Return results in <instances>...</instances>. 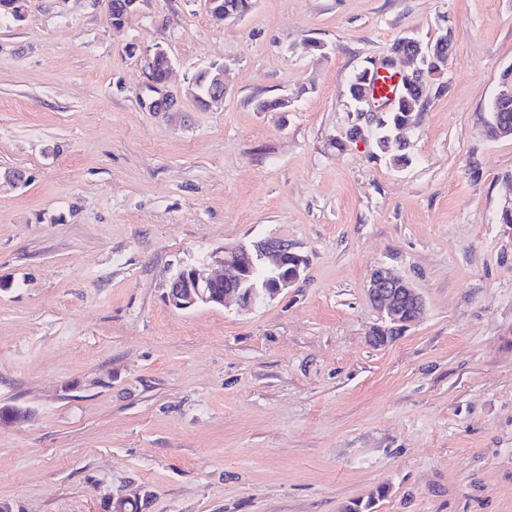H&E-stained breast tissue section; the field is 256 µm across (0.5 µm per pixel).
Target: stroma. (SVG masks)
Returning <instances> with one entry per match:
<instances>
[{
	"label": "stroma",
	"instance_id": "1",
	"mask_svg": "<svg viewBox=\"0 0 512 512\" xmlns=\"http://www.w3.org/2000/svg\"><path fill=\"white\" fill-rule=\"evenodd\" d=\"M445 29L410 162L340 143L352 74ZM157 45L175 87L227 63L223 104L143 111ZM511 78L512 0H255L224 23L145 0L119 28L104 0H27L0 27V501L512 512V138L482 132ZM270 235L307 259L294 287L168 307L178 266ZM382 263L425 312L376 346Z\"/></svg>",
	"mask_w": 512,
	"mask_h": 512
}]
</instances>
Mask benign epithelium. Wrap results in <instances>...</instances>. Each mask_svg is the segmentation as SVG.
Masks as SVG:
<instances>
[{"label": "benign epithelium", "instance_id": "obj_1", "mask_svg": "<svg viewBox=\"0 0 512 512\" xmlns=\"http://www.w3.org/2000/svg\"><path fill=\"white\" fill-rule=\"evenodd\" d=\"M405 50L390 53L373 64L364 81V88L358 96V117L365 120L359 126V138L375 136L377 119L383 112H390L395 104L376 105L368 94L373 73L381 69L395 70L402 74L403 84L400 97H405L411 85L418 81L423 72L422 62L427 54L434 53L435 45L451 42L443 38L427 43L413 32L400 38ZM213 84L211 103L224 100V73L228 65L213 63ZM193 97L192 88L181 94L164 86L159 95L147 99L140 97L141 107L146 112L169 114L181 111L182 96ZM512 98V83L505 82L491 102V125L498 138L512 136V121L500 116V102ZM208 263L219 268L215 275L206 276L190 264L179 268L165 283V300L174 310H190L203 305L226 306L236 303L243 307L256 301L273 300L284 290L299 281L304 272V256L295 243L281 237L268 236L239 242L233 246H224L208 255ZM366 293L371 305L377 311L382 323L398 327L406 332L417 320L424 309L420 293L405 277L385 264L375 267L367 281ZM410 307L407 319H400L401 307Z\"/></svg>", "mask_w": 512, "mask_h": 512}]
</instances>
